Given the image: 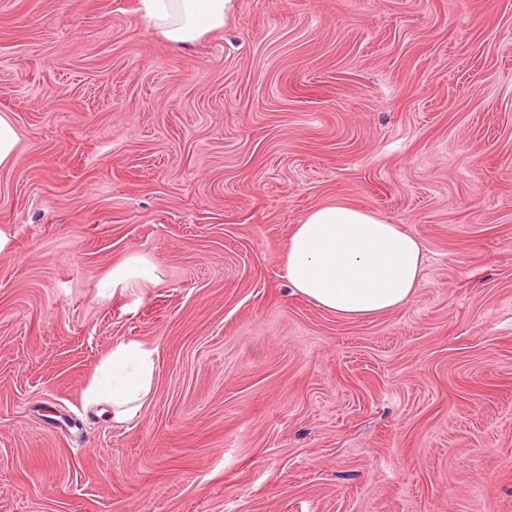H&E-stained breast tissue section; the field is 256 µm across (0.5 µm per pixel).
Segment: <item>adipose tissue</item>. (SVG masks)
Segmentation results:
<instances>
[{"mask_svg":"<svg viewBox=\"0 0 512 512\" xmlns=\"http://www.w3.org/2000/svg\"><path fill=\"white\" fill-rule=\"evenodd\" d=\"M232 0H142L156 32L182 46L223 28ZM424 248L398 225L344 204L319 206L295 224L282 265L292 288L346 319L382 314L412 302L423 278ZM155 267L133 255L113 267L112 289L156 283ZM157 351L133 340L116 342L84 392L87 404L135 419L154 386Z\"/></svg>","mask_w":512,"mask_h":512,"instance_id":"ef3b65f1","label":"adipose tissue"}]
</instances>
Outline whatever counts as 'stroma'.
<instances>
[{
    "label": "stroma",
    "instance_id": "obj_1",
    "mask_svg": "<svg viewBox=\"0 0 512 512\" xmlns=\"http://www.w3.org/2000/svg\"><path fill=\"white\" fill-rule=\"evenodd\" d=\"M234 4L187 49L0 0V512H512V0ZM336 203L421 241L409 305L289 287ZM120 340L157 350L124 425L83 400ZM20 136L12 121L0 115V166L10 165L17 153ZM158 279L156 268L149 261L133 255L112 267L110 277L102 288H112V292L131 285L145 288L147 285L156 283Z\"/></svg>",
    "mask_w": 512,
    "mask_h": 512
}]
</instances>
